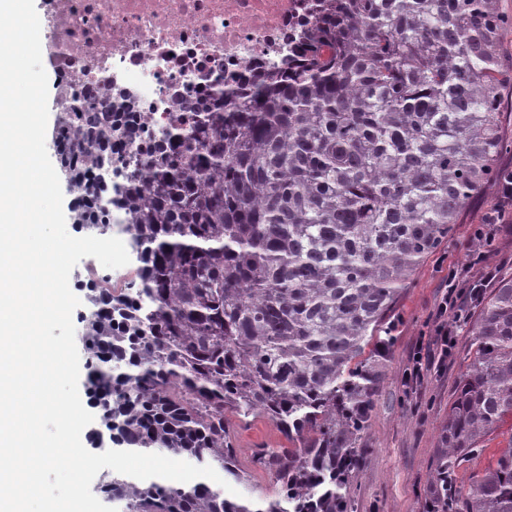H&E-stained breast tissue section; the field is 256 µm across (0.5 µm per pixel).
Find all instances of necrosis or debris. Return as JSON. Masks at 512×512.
I'll list each match as a JSON object with an SVG mask.
<instances>
[{"instance_id": "4bbe7bcc", "label": "necrosis or debris", "mask_w": 512, "mask_h": 512, "mask_svg": "<svg viewBox=\"0 0 512 512\" xmlns=\"http://www.w3.org/2000/svg\"><path fill=\"white\" fill-rule=\"evenodd\" d=\"M307 0H44L45 62L60 115L93 89L159 134L204 93L288 56Z\"/></svg>"}]
</instances>
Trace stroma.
Wrapping results in <instances>:
<instances>
[{
    "mask_svg": "<svg viewBox=\"0 0 512 512\" xmlns=\"http://www.w3.org/2000/svg\"><path fill=\"white\" fill-rule=\"evenodd\" d=\"M493 200L490 192L473 199L461 215L453 239L420 264L394 308L392 317L400 323L398 336L380 358L371 418L359 442L366 453L347 488L354 512H427L431 470L441 447L440 430L448 418V404L470 362V326L460 330L447 371L428 377L417 393L406 395L403 374L449 267L467 260L465 252L456 247L457 239L466 235L469 225L479 223L482 212ZM233 436L242 450V467L252 470L250 482L237 487L241 497L255 499L273 492L271 476L252 469L250 455L258 447H288V439L262 417L253 419L248 426L235 427Z\"/></svg>",
    "mask_w": 512,
    "mask_h": 512,
    "instance_id": "stroma-1",
    "label": "stroma"
}]
</instances>
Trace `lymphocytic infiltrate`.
<instances>
[{"label":"lymphocytic infiltrate","instance_id":"lymphocytic-infiltrate-1","mask_svg":"<svg viewBox=\"0 0 512 512\" xmlns=\"http://www.w3.org/2000/svg\"><path fill=\"white\" fill-rule=\"evenodd\" d=\"M509 231H512V168L501 171L494 204L460 243L469 260L463 268L448 273V281L441 288L426 323L427 330L417 342L405 371L407 388H416L428 374L447 368L458 332L468 322L473 304L497 276V267L488 260V250L497 237Z\"/></svg>","mask_w":512,"mask_h":512}]
</instances>
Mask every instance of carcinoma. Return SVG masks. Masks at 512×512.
<instances>
[{
    "instance_id": "carcinoma-1",
    "label": "carcinoma",
    "mask_w": 512,
    "mask_h": 512,
    "mask_svg": "<svg viewBox=\"0 0 512 512\" xmlns=\"http://www.w3.org/2000/svg\"><path fill=\"white\" fill-rule=\"evenodd\" d=\"M512 18L497 0H312L288 62L186 127L154 138L147 187L119 168L132 113L83 96L81 139L57 120L58 162L84 180L79 225L123 212L140 266L128 293L91 289L88 389L112 441L218 465L238 482L233 422L263 415L292 448H257L276 490L231 501L204 481L127 475L102 487L127 512H336L375 380L366 346L418 266L499 175ZM125 179L107 189L84 165ZM471 360L441 430L434 508L512 512V439L471 473L512 416V279L472 324Z\"/></svg>"
}]
</instances>
